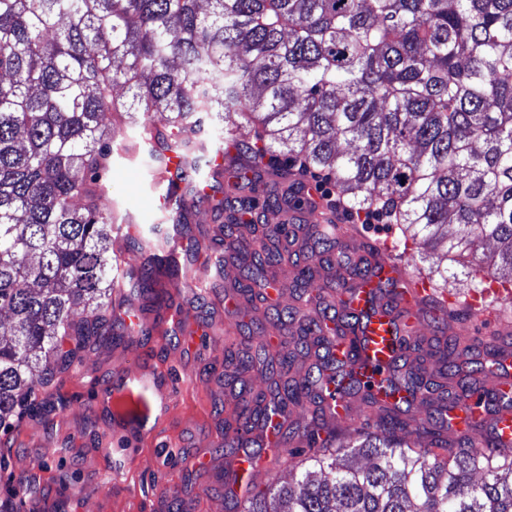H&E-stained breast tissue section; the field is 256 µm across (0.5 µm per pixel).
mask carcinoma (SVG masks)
<instances>
[{
    "mask_svg": "<svg viewBox=\"0 0 512 512\" xmlns=\"http://www.w3.org/2000/svg\"><path fill=\"white\" fill-rule=\"evenodd\" d=\"M230 111L253 138L219 126ZM207 119L240 157H295L326 172L344 204L384 212L472 287L485 277L512 289V0H0V314L11 320L0 334V434L50 381L42 357L68 336H108L122 299L109 179L122 130L138 128L146 166L167 186L166 221L188 224L185 196L211 159ZM312 228L330 252L331 225ZM289 234L287 224L232 221L194 250L220 269L226 252L252 268L238 285L251 304L267 268L289 261L272 248ZM167 244L143 240L153 255L139 287L162 271L179 279ZM316 264V252L292 261L294 282L313 284ZM268 314L297 326L294 349L306 357L328 340L298 312L272 304ZM292 350L285 340L270 350L261 332L224 354L278 377L269 394L238 392L225 464L254 421L304 412L277 463L291 480L272 479L239 512H512V446L481 423L455 434L435 409L417 418L399 407L355 428L329 423L315 392L321 361L292 375ZM477 351L496 357L499 334L450 336L435 371H409L422 401L464 364L471 382L454 400L471 399L486 375Z\"/></svg>",
    "mask_w": 512,
    "mask_h": 512,
    "instance_id": "obj_1",
    "label": "carcinoma"
}]
</instances>
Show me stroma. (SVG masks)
I'll return each instance as SVG.
<instances>
[{
  "instance_id": "obj_1",
  "label": "stroma",
  "mask_w": 512,
  "mask_h": 512,
  "mask_svg": "<svg viewBox=\"0 0 512 512\" xmlns=\"http://www.w3.org/2000/svg\"><path fill=\"white\" fill-rule=\"evenodd\" d=\"M112 201L135 220L137 236L161 223L162 185L148 174L135 154H120L112 162ZM191 278L214 282L207 300L187 290L176 301L190 308L199 322L224 321V298L247 271L226 258L224 278H216L204 258L189 259ZM246 333H232L230 341L196 344L183 349L157 346L142 338L117 342L89 341L75 345L74 361L57 371L40 390L37 409L25 416L0 447L7 465L0 469V512H17L18 484L27 483L33 496L26 512H169L172 495H179L190 512H231L226 497L224 460L217 452L224 419L234 402L224 387V346L246 341ZM126 361L154 365L176 384L175 402L158 438L131 439L126 449L102 444L105 417L93 404L113 366ZM177 443L182 453L205 451L206 468L180 466L178 459L159 461L165 444Z\"/></svg>"
}]
</instances>
